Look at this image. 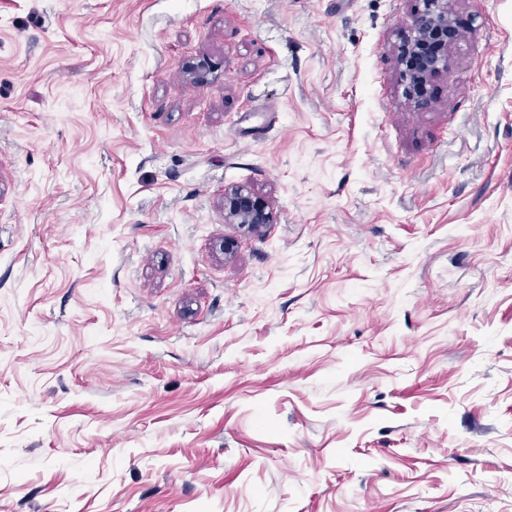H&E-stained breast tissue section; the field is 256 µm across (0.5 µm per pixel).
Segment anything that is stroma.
<instances>
[{"instance_id": "stroma-1", "label": "stroma", "mask_w": 512, "mask_h": 512, "mask_svg": "<svg viewBox=\"0 0 512 512\" xmlns=\"http://www.w3.org/2000/svg\"><path fill=\"white\" fill-rule=\"evenodd\" d=\"M423 7L0 0V512H512V0L421 110ZM224 218L230 224H248L256 228L272 223L273 213L250 191L236 189L224 195Z\"/></svg>"}]
</instances>
